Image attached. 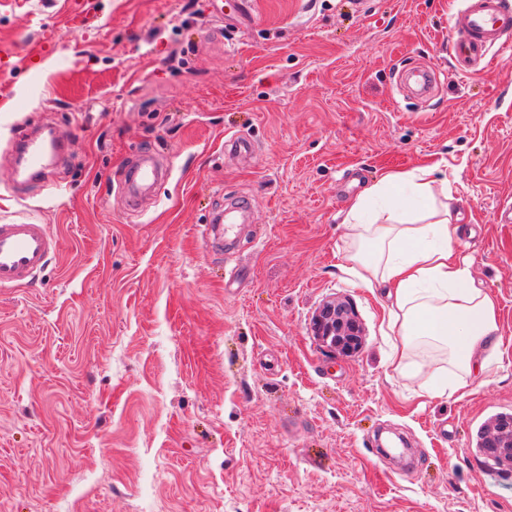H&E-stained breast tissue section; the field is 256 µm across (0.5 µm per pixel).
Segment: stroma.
Returning a JSON list of instances; mask_svg holds the SVG:
<instances>
[{"label": "stroma", "mask_w": 512, "mask_h": 512, "mask_svg": "<svg viewBox=\"0 0 512 512\" xmlns=\"http://www.w3.org/2000/svg\"><path fill=\"white\" fill-rule=\"evenodd\" d=\"M0 0V221L60 250L0 288V512H512V474L476 436L512 413V51L456 73L464 0ZM437 71L431 99L400 71ZM67 156L24 182L17 132ZM248 142L228 155L226 137ZM166 181L130 211L132 155ZM440 164L459 253L496 304L501 353L471 394L438 395L440 352H406L345 256V211L390 172ZM246 206L231 247L202 230ZM364 333L312 336L323 303ZM314 335L323 343L344 354L361 347V328L349 305L327 303L312 318Z\"/></svg>", "instance_id": "1"}]
</instances>
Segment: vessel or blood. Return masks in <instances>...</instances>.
Masks as SVG:
<instances>
[{
    "mask_svg": "<svg viewBox=\"0 0 512 512\" xmlns=\"http://www.w3.org/2000/svg\"><path fill=\"white\" fill-rule=\"evenodd\" d=\"M449 57L456 71L471 73L487 64L492 50L512 49V8L505 0H469L467 7L453 16L449 27ZM56 128L47 132L22 130L17 143L18 166L34 172L59 162V151L46 149V139L57 138ZM162 174L157 155L140 151L126 167L121 190L129 200H138L142 190L157 189ZM59 251V241L48 225L19 221L0 223V288L29 284Z\"/></svg>",
    "mask_w": 512,
    "mask_h": 512,
    "instance_id": "1",
    "label": "vessel or blood"
}]
</instances>
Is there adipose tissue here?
<instances>
[{"instance_id":"ef3b65f1","label":"adipose tissue","mask_w":512,"mask_h":512,"mask_svg":"<svg viewBox=\"0 0 512 512\" xmlns=\"http://www.w3.org/2000/svg\"><path fill=\"white\" fill-rule=\"evenodd\" d=\"M459 220L436 164L385 174L343 218L359 283L386 291L388 329L406 348L423 338L448 347L453 371L435 387L452 395L485 375L500 342L496 305L456 253Z\"/></svg>"}]
</instances>
